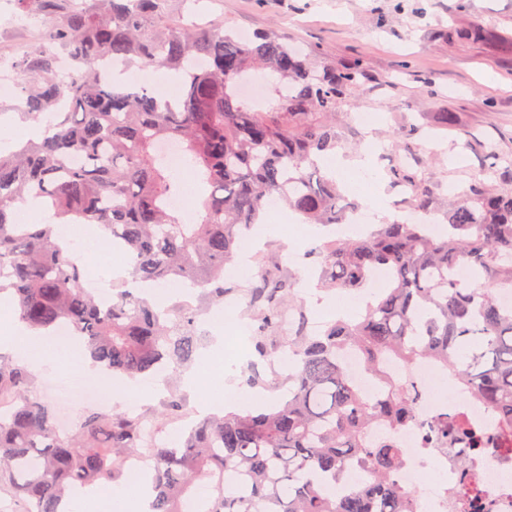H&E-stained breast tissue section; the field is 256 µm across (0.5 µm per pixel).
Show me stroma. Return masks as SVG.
<instances>
[{"label":"stroma","mask_w":512,"mask_h":512,"mask_svg":"<svg viewBox=\"0 0 512 512\" xmlns=\"http://www.w3.org/2000/svg\"><path fill=\"white\" fill-rule=\"evenodd\" d=\"M167 9L192 10L250 35L275 27L304 50L363 62L371 79L345 109L370 110L377 123L360 133L347 120L341 132L348 146L338 156L354 160L364 155V142L375 143L371 164L393 217L402 215L401 194L387 171L397 160L393 135L399 128L425 121L413 139L420 174L448 204L485 162L483 151L463 149L464 141L493 143L496 155L512 158V0H169ZM476 17L496 41L449 37V29L467 28ZM23 107L21 92L0 97V146L27 141L34 122ZM448 110L458 113V129L439 128L437 116ZM253 233L254 269L275 258L293 277L315 266L310 250L331 235L310 224L283 231L270 214Z\"/></svg>","instance_id":"stroma-1"}]
</instances>
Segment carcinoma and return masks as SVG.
Masks as SVG:
<instances>
[{
    "label": "carcinoma",
    "mask_w": 512,
    "mask_h": 512,
    "mask_svg": "<svg viewBox=\"0 0 512 512\" xmlns=\"http://www.w3.org/2000/svg\"><path fill=\"white\" fill-rule=\"evenodd\" d=\"M168 0H18L46 18L40 44L13 60L25 95V116L48 118L46 134L0 154V293L11 291L18 320L51 335L60 324L100 371L116 381L190 368L207 336L202 306L159 310L126 288L104 302L80 287L84 268L62 246L53 224H21L16 203L40 200L66 224H98L132 261L131 276L151 284L190 282L205 304L224 302V267L244 231L276 194L305 224H340L359 208L346 201L336 177L318 160L342 145L339 107L370 74L360 62L305 51L274 31L241 41L216 22L183 24L165 18ZM484 42L480 21L453 32ZM136 63L176 76L181 96L154 88L128 90L112 82V67ZM254 74L271 99L259 110L243 97ZM415 129L395 134L405 152L391 169L406 186L407 209L442 214L448 231L429 234L399 220L361 240L333 239L315 248L319 278L329 288L357 291L376 270L387 273L365 313L309 330L307 309L293 304L292 279L278 263L250 291L256 321L246 382L266 386L257 364L286 355L288 398L275 404L206 416L179 446L156 443L186 402L175 389L158 408L138 414L90 410L62 434L53 413L31 397L27 368L0 355V487L23 512H59L89 486L114 483L123 461L152 449L155 512H415L417 496L394 473L404 451L372 428L393 430L417 419L419 393L386 371L390 358L407 364L438 361L496 423L489 433L461 413L430 421L438 444L468 454L512 435V309L499 295L512 290V164L474 178L448 207L408 161ZM179 141L202 181L203 215L186 224L168 208L175 179L156 157V144ZM466 265L472 284L455 269ZM293 315L288 333L282 319ZM355 349L382 386L375 401L349 380L341 351ZM351 467L368 470L367 485L342 495L335 487ZM455 512H490L479 484L454 498Z\"/></svg>",
    "instance_id": "1"
}]
</instances>
